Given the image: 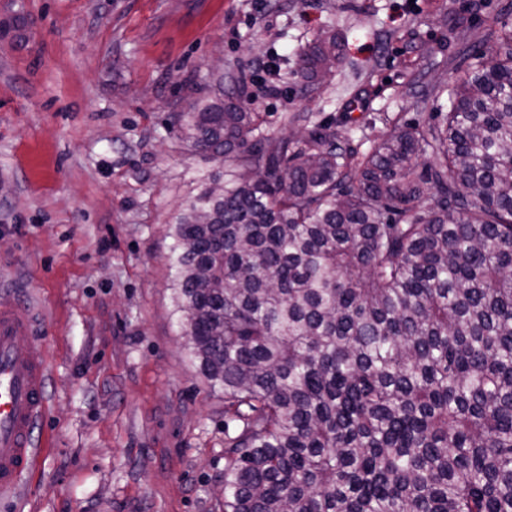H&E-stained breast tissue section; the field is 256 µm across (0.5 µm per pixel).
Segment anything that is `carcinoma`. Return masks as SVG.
<instances>
[{"mask_svg":"<svg viewBox=\"0 0 512 512\" xmlns=\"http://www.w3.org/2000/svg\"><path fill=\"white\" fill-rule=\"evenodd\" d=\"M341 52L318 36L302 79ZM471 58L443 124L358 161L328 124L269 141L243 89L174 113L233 156L169 232L223 512H512V26Z\"/></svg>","mask_w":512,"mask_h":512,"instance_id":"obj_1","label":"carcinoma"}]
</instances>
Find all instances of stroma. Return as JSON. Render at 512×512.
I'll list each match as a JSON object with an SVG mask.
<instances>
[{"label": "stroma", "instance_id": "35a3bbf8", "mask_svg": "<svg viewBox=\"0 0 512 512\" xmlns=\"http://www.w3.org/2000/svg\"><path fill=\"white\" fill-rule=\"evenodd\" d=\"M510 3L0 0V303L34 310L48 372L36 462L0 512H222L224 396L190 360L168 263L195 177L224 171L177 138L195 92L245 87L270 140L329 122L364 153L430 116L422 89L462 76ZM325 31L342 59L304 86Z\"/></svg>", "mask_w": 512, "mask_h": 512}]
</instances>
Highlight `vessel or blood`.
Instances as JSON below:
<instances>
[{
	"mask_svg": "<svg viewBox=\"0 0 512 512\" xmlns=\"http://www.w3.org/2000/svg\"><path fill=\"white\" fill-rule=\"evenodd\" d=\"M29 310L0 304V489L14 488L33 467V430L46 412V363L23 349L32 336Z\"/></svg>",
	"mask_w": 512,
	"mask_h": 512,
	"instance_id": "b4317fda",
	"label": "vessel or blood"
}]
</instances>
